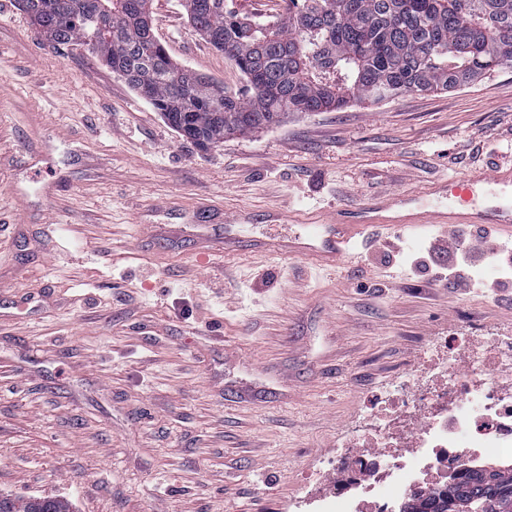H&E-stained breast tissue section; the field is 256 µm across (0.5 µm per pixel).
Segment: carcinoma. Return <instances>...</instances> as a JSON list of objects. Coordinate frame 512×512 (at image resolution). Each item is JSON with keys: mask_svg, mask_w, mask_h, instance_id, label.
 Segmentation results:
<instances>
[{"mask_svg": "<svg viewBox=\"0 0 512 512\" xmlns=\"http://www.w3.org/2000/svg\"><path fill=\"white\" fill-rule=\"evenodd\" d=\"M85 0H17L37 31L85 44ZM112 14L92 53L198 147L281 123L297 112L375 104L448 90L512 62V0H281L272 23L246 22L224 0H183L189 22L247 78L224 112L189 101L200 74L180 65L144 28L153 0H95ZM0 512H70L58 498L0 495ZM413 512H512V467L469 470Z\"/></svg>", "mask_w": 512, "mask_h": 512, "instance_id": "carcinoma-1", "label": "carcinoma"}]
</instances>
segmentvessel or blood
Listing matches in <instances>:
<instances>
[{
    "label": "vessel or blood",
    "mask_w": 512,
    "mask_h": 512,
    "mask_svg": "<svg viewBox=\"0 0 512 512\" xmlns=\"http://www.w3.org/2000/svg\"><path fill=\"white\" fill-rule=\"evenodd\" d=\"M439 190L447 204L430 206L418 197L395 193L377 203L338 210L328 221L269 237L260 248L331 270L356 259L363 241L381 231L409 241L451 225L464 231L493 230L512 242V205L505 203L512 198V166L451 178Z\"/></svg>",
    "instance_id": "b4317fda"
}]
</instances>
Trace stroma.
<instances>
[{"mask_svg": "<svg viewBox=\"0 0 512 512\" xmlns=\"http://www.w3.org/2000/svg\"><path fill=\"white\" fill-rule=\"evenodd\" d=\"M154 32L233 91L241 72L154 0ZM512 163V64L444 93L299 112L203 152L85 46L0 0V494L72 512H288L352 420L466 325L512 329V271L466 295L432 246L374 235L323 271L256 237ZM239 217L199 260L154 227ZM505 278L508 291L487 281Z\"/></svg>", "mask_w": 512, "mask_h": 512, "instance_id": "stroma-1", "label": "stroma"}]
</instances>
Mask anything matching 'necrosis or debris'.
<instances>
[{
  "label": "necrosis or debris",
  "mask_w": 512,
  "mask_h": 512,
  "mask_svg": "<svg viewBox=\"0 0 512 512\" xmlns=\"http://www.w3.org/2000/svg\"><path fill=\"white\" fill-rule=\"evenodd\" d=\"M428 385L395 384L351 426L358 450L337 456L336 478L291 512H400L438 492L450 474L495 459L512 464V330L489 329L480 347L458 333L437 340ZM476 350L481 375L464 373L459 351Z\"/></svg>",
  "instance_id": "obj_1"
}]
</instances>
